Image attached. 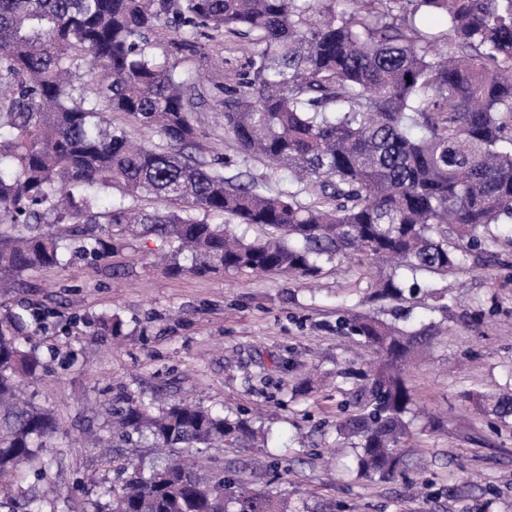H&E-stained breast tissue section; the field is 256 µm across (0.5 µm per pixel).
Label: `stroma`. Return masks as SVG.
Returning a JSON list of instances; mask_svg holds the SVG:
<instances>
[{"instance_id":"stroma-1","label":"stroma","mask_w":512,"mask_h":512,"mask_svg":"<svg viewBox=\"0 0 512 512\" xmlns=\"http://www.w3.org/2000/svg\"><path fill=\"white\" fill-rule=\"evenodd\" d=\"M246 39L215 35L205 55H167L189 87L246 71ZM192 154L225 176L287 189L286 170L244 154L224 130L220 107L206 97L191 114ZM56 224L67 251L61 264L26 274L22 287L0 293V305L45 309L51 316L30 343L44 365L29 383L34 402L59 420L62 435L47 480L59 497L55 512H88L97 489L81 485L93 472L116 474L84 436L107 432L118 391L153 408L189 399L220 411L261 417L281 459L257 475V489L319 512H512V424L470 404L472 392L512 383V243L488 239L465 255L448 278L400 271L420 290L404 300H375L369 285L385 268L351 260L326 262L315 282L274 274L228 272L209 277L169 273L157 261L174 241L141 225L112 227L111 257L96 262ZM417 330L434 325L429 351L404 370L414 406L401 449V474L383 480L360 474L355 453L336 434L342 409H354L359 381L349 370L375 359L372 350L336 331L341 305ZM447 314H440V305ZM122 322L120 335L100 329L104 315Z\"/></svg>"}]
</instances>
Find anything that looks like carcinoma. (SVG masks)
<instances>
[{
	"label": "carcinoma",
	"instance_id": "obj_1",
	"mask_svg": "<svg viewBox=\"0 0 512 512\" xmlns=\"http://www.w3.org/2000/svg\"><path fill=\"white\" fill-rule=\"evenodd\" d=\"M326 0H0V282L55 266L69 221L85 255L112 254L90 224L139 223L171 238L191 265L177 273H280L313 278L338 255L394 262L442 278L460 264V243L484 245L480 229L512 233V0H350L336 15ZM443 16L435 36L415 16ZM251 38L243 73L212 83L224 130L240 149L294 177L275 194L240 183L189 153L193 100L153 49L197 55L216 33ZM99 72L76 80L85 63ZM120 113L159 133L171 149L133 144L105 119ZM116 189L167 204L133 215L100 210ZM307 194L309 200L299 199ZM206 212L267 231L244 243ZM400 300L397 270L373 284ZM338 328L377 361L354 376L368 400L336 431L359 439L358 466L400 472L413 395L401 365L432 340L375 316L338 310ZM38 314L0 311V507L45 512L54 500L29 477L47 478L48 442L60 431L46 409L19 398L42 362L22 344ZM477 409L512 418V391L477 393ZM112 438L146 441L168 456L149 468L127 463L102 488L95 512H301L257 490L224 463L200 473L182 448L267 444L256 420L180 400L154 414L129 394L112 401Z\"/></svg>",
	"mask_w": 512,
	"mask_h": 512
}]
</instances>
